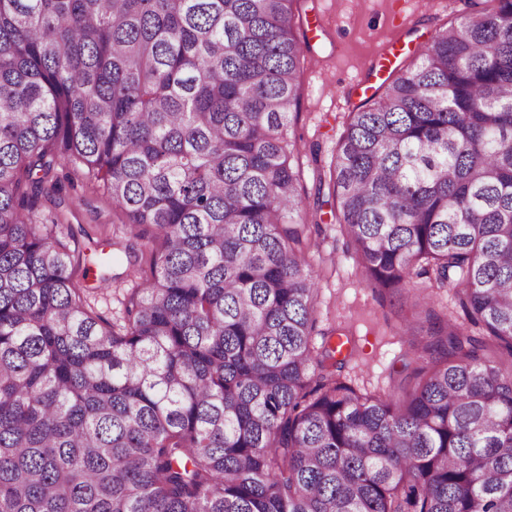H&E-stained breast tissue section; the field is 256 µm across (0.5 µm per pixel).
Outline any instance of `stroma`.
Wrapping results in <instances>:
<instances>
[{
  "mask_svg": "<svg viewBox=\"0 0 512 512\" xmlns=\"http://www.w3.org/2000/svg\"><path fill=\"white\" fill-rule=\"evenodd\" d=\"M466 8L465 0H429L423 9L417 0H298L296 9L310 49L300 66L301 105L291 128L300 139L306 198L314 196L316 169L328 168L334 158L349 112L395 71L415 63L435 33ZM57 175L63 191L40 198L37 221L63 231L75 229L70 246L88 280L103 273L95 240L147 252L145 242L130 236L123 214L107 200L100 181L66 162L58 164ZM309 218L321 226L308 255L318 282L316 330L339 328L353 337L356 352L344 374L355 389L388 388L391 373L401 366L400 356L409 350L399 334L400 304L366 286L329 208L310 213ZM125 268V259H118L115 281L90 297L94 309L111 320L121 317L125 297L150 275L143 263L132 275Z\"/></svg>",
  "mask_w": 512,
  "mask_h": 512,
  "instance_id": "1",
  "label": "stroma"
}]
</instances>
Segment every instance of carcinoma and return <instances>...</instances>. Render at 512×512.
Segmentation results:
<instances>
[{"mask_svg": "<svg viewBox=\"0 0 512 512\" xmlns=\"http://www.w3.org/2000/svg\"><path fill=\"white\" fill-rule=\"evenodd\" d=\"M294 2L0 0V512H512V0L386 79L316 178L366 285L424 310L401 398L316 342ZM61 161L150 245L121 324L32 219Z\"/></svg>", "mask_w": 512, "mask_h": 512, "instance_id": "obj_1", "label": "carcinoma"}]
</instances>
